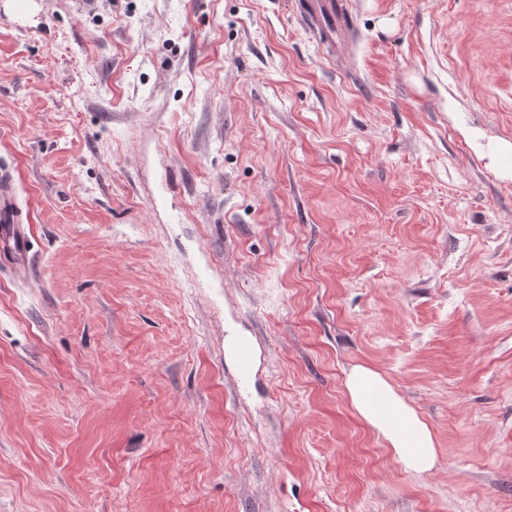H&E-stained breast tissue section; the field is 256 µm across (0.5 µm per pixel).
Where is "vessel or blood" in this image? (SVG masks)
I'll list each match as a JSON object with an SVG mask.
<instances>
[{"mask_svg": "<svg viewBox=\"0 0 512 512\" xmlns=\"http://www.w3.org/2000/svg\"><path fill=\"white\" fill-rule=\"evenodd\" d=\"M303 20L309 31L332 54H341L351 47V18L344 0H305ZM0 257L18 274L25 273L29 263L26 227L21 222L16 188L8 170H0ZM239 386H247L254 374L257 352L249 338L233 342Z\"/></svg>", "mask_w": 512, "mask_h": 512, "instance_id": "vessel-or-blood-1", "label": "vessel or blood"}]
</instances>
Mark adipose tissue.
<instances>
[{
    "label": "adipose tissue",
    "mask_w": 512,
    "mask_h": 512,
    "mask_svg": "<svg viewBox=\"0 0 512 512\" xmlns=\"http://www.w3.org/2000/svg\"><path fill=\"white\" fill-rule=\"evenodd\" d=\"M345 387L358 413L384 437L406 470L422 474L434 468L437 449L431 430L377 370L353 366Z\"/></svg>",
    "instance_id": "1"
}]
</instances>
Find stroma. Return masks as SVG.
I'll return each mask as SVG.
<instances>
[{"label":"stroma","instance_id":"obj_1","mask_svg":"<svg viewBox=\"0 0 512 512\" xmlns=\"http://www.w3.org/2000/svg\"><path fill=\"white\" fill-rule=\"evenodd\" d=\"M299 3L0 0V512H512V0ZM302 17L309 31L332 55L344 54L351 47V18L343 0H307ZM0 257L16 274H25L29 263L26 227L21 223L16 188L11 174L0 170ZM230 344L235 358L237 382L239 386L245 387L254 374L257 360L256 348L247 337L239 338ZM345 387L358 413L384 437L406 470L422 474L434 468L433 433L377 370L353 366ZM374 399L384 404L382 410Z\"/></svg>","mask_w":512,"mask_h":512}]
</instances>
